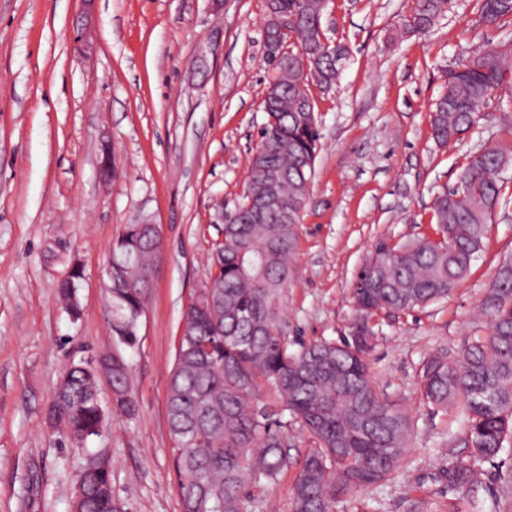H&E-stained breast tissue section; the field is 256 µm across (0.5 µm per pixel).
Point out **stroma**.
<instances>
[{"mask_svg":"<svg viewBox=\"0 0 512 512\" xmlns=\"http://www.w3.org/2000/svg\"><path fill=\"white\" fill-rule=\"evenodd\" d=\"M413 0H328L326 36L349 56L330 90L311 86L320 127L284 314L288 336L338 340L357 319L356 276L379 242L433 237L435 196L467 156L512 141V91L484 106L462 141L438 146L432 102L448 69L512 39V20L486 22L480 0H449L425 32L408 30ZM264 0H0V512H71L87 458L106 454L122 512H181L167 393L185 311L211 276L222 237L214 205L236 204L266 115ZM89 24L91 52L77 49ZM111 151V181L100 174ZM161 225L160 262L139 343L124 350L137 402L78 444L49 429L63 371L112 345L104 288L112 243L126 225ZM512 257V206L498 209L484 249L448 299L380 314L370 373L413 422L409 448L385 484L334 512H458L449 462L466 457L457 408L420 398L433 356L459 359L474 308ZM81 269L71 315L60 283ZM278 483H248L249 512H292L311 441L288 428Z\"/></svg>","mask_w":512,"mask_h":512,"instance_id":"obj_1","label":"stroma"}]
</instances>
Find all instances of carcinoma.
<instances>
[{"instance_id": "obj_1", "label": "carcinoma", "mask_w": 512, "mask_h": 512, "mask_svg": "<svg viewBox=\"0 0 512 512\" xmlns=\"http://www.w3.org/2000/svg\"><path fill=\"white\" fill-rule=\"evenodd\" d=\"M327 0H275L293 20L286 30L266 28V59L280 74L276 96L263 101L266 122L260 151L250 163L241 200L224 210L223 242L212 246L218 273L213 296L201 288L186 312L169 385L167 413L175 442V467L184 512H247L243 490L250 482L273 484L288 467V434L261 402L267 387L282 400L292 421L312 440L293 486L294 512H331L336 500L388 481L412 430L402 403L374 386L360 337L310 343L289 339L282 314L298 222L315 174L320 140L310 89L292 90L296 65L320 57L313 82H336L348 49L336 44L340 61L320 56L317 38ZM448 0H416L409 24L424 32L447 10ZM482 17L512 18V0H481ZM512 90V42L484 49L448 71L435 100L432 136L456 142L477 122L490 96ZM512 167V146L469 155L456 185L433 202L436 239L381 243L364 263L354 289L357 325L374 334L370 320L381 312L415 310L445 300L481 253L487 226L502 204V174ZM112 255L138 257L140 270L112 271V384L122 415L136 413L129 367L120 349L138 342V323L149 288L142 275L154 262L151 243L130 224L112 243ZM58 297L79 315L69 280ZM487 333L469 335L460 360L424 361L419 390L437 411L456 404L466 418L470 455L448 464V486L469 495L472 512H482L480 465L512 450V260L502 262L479 304ZM47 416L66 425L76 443L101 435L105 420L96 372L73 361L64 371ZM83 497L73 512H119L112 492L111 465L91 457L80 472Z\"/></svg>"}]
</instances>
